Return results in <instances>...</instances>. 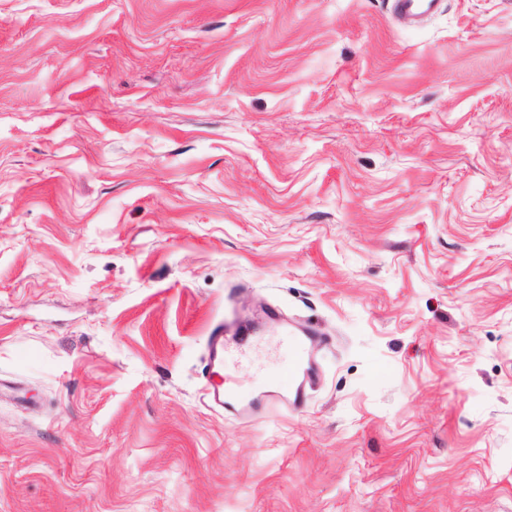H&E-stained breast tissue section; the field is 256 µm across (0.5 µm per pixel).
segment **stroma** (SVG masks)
Returning <instances> with one entry per match:
<instances>
[{
  "mask_svg": "<svg viewBox=\"0 0 512 512\" xmlns=\"http://www.w3.org/2000/svg\"><path fill=\"white\" fill-rule=\"evenodd\" d=\"M0 512H512V0H0ZM439 0H392L394 10L405 22H415L424 14L434 11ZM224 334L226 335V330L221 325H217L212 329L209 336L208 352L201 369V375L205 380V388L210 403L221 409L235 411V405L226 395L224 389V356L230 340H233L238 345L244 340L238 338V336H233L229 339L228 336H224ZM211 377L215 378V380H211ZM322 342L321 336L314 331L305 332L303 336L288 338V345L295 355V361L288 369L287 379L279 384L277 401L289 404L294 408H301L305 405V382L312 380L317 374L312 359L305 358L308 354L306 347Z\"/></svg>",
  "mask_w": 512,
  "mask_h": 512,
  "instance_id": "35a3bbf8",
  "label": "stroma"
}]
</instances>
